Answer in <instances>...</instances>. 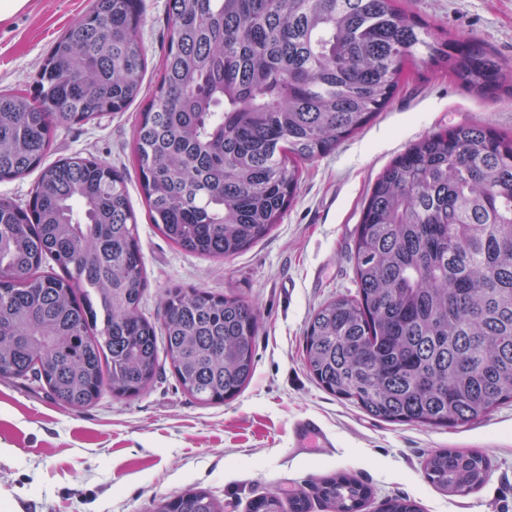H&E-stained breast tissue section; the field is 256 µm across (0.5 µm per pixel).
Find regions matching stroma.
I'll return each instance as SVG.
<instances>
[{"instance_id":"obj_1","label":"stroma","mask_w":512,"mask_h":512,"mask_svg":"<svg viewBox=\"0 0 512 512\" xmlns=\"http://www.w3.org/2000/svg\"><path fill=\"white\" fill-rule=\"evenodd\" d=\"M139 31L146 60L143 91L125 111L98 121L59 123L48 162L79 153L124 172L138 218L147 290L156 315L166 288L181 283L242 296L259 313L256 361L233 400L203 404L170 371L141 396L104 393L80 411L39 384L0 379V512H154L187 487L208 489L224 512H244L257 495L313 494L327 475L351 474L375 502L404 497L423 512H512V403L448 429L393 424L337 399L312 379L304 332L315 310L355 295L353 238L371 187L408 145L460 124L512 132V97L480 98L456 76L413 57L390 106L332 153L303 163L300 189L280 224L237 255L187 253L151 224L132 156L135 126L160 78L168 48L167 0H143ZM93 0H30L0 23V91L30 94L56 38ZM432 29L485 42L512 68V0H400ZM318 418L335 440L325 455H299L291 428ZM486 452L485 484L448 495L425 477L432 450Z\"/></svg>"}]
</instances>
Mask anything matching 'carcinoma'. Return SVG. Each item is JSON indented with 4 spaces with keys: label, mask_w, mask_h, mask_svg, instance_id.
<instances>
[{
    "label": "carcinoma",
    "mask_w": 512,
    "mask_h": 512,
    "mask_svg": "<svg viewBox=\"0 0 512 512\" xmlns=\"http://www.w3.org/2000/svg\"><path fill=\"white\" fill-rule=\"evenodd\" d=\"M162 75L134 129L150 220L185 252L224 259L265 238L323 157L384 111L414 51L481 97H512L484 43L434 37L397 0H169ZM141 0H94L53 44L33 96L0 92V180L41 169L28 208L0 199V378L32 380L74 410L136 397L169 368L203 404L254 372L256 307L174 285L155 317L124 175L81 154L44 164L59 122L122 112L141 93ZM357 293L310 317L305 366L325 391L398 424L448 428L512 402V135L455 125L378 176L354 235ZM164 358H159V353ZM483 452L429 453L450 496L481 487ZM372 496L335 473L247 512H362ZM381 512H417L390 498ZM156 512H224L192 487Z\"/></svg>",
    "instance_id": "obj_1"
}]
</instances>
